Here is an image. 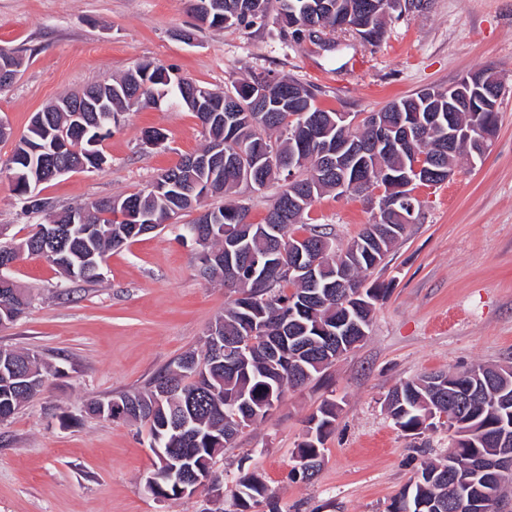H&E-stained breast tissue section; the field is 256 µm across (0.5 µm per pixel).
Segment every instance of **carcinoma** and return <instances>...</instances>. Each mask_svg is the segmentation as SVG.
Masks as SVG:
<instances>
[{
    "label": "carcinoma",
    "instance_id": "cac0c4a2",
    "mask_svg": "<svg viewBox=\"0 0 512 512\" xmlns=\"http://www.w3.org/2000/svg\"><path fill=\"white\" fill-rule=\"evenodd\" d=\"M194 19L211 28H249L266 24L272 0H189ZM322 0H279L276 20L291 29L297 40L308 36L305 24H317L324 30L345 31L349 25H371L368 33L380 39L387 15L397 0H332L337 10L320 13L314 5ZM239 101V110H207L205 105L226 97L202 87L172 67L146 63L119 78L93 84L84 96L101 100L96 112L83 113L87 131L69 141L70 153L62 158L74 164L86 162L90 172L103 169L106 156L99 148L87 153L86 141L95 136L104 140L121 124L123 112L133 105L160 107L176 104L187 108L199 119L208 136V144L196 157H207L211 166L193 167L191 157L182 158L158 179L168 184L162 192L150 188L126 196L103 198L83 206L68 208L85 215L84 224H52V205L47 199L29 200L26 186L48 181L49 162L45 148L52 133L73 124L72 112H45L44 124L30 120L27 134L20 137L4 169L19 175L14 192L23 210L41 213L45 220L23 240L12 244L19 256H40L56 266L63 277L75 275L93 283L101 276L102 261L120 248L116 236L127 228L118 215L125 205L133 204L156 230L180 211L195 209L197 217L183 225V236L204 234L206 254L224 257V244L238 243L239 251L258 257L260 265L281 259L288 261V244L296 242L293 226L303 214L336 185L361 186L382 190L378 214L342 252L336 251L332 232L315 225L307 231V240L324 250L325 266L319 273L320 288H310L300 277L269 275L268 281L254 287L252 265L214 263L204 268L208 277H220L235 286L238 297L215 318L223 323L224 334L243 335L253 342L254 350L233 370L224 360L211 355L209 341L196 353L187 352L177 359L175 368L157 373L148 386L108 400L87 404V412L106 419L123 418L148 427L153 448H179L186 465L195 473L213 468L214 459L235 435L224 426L237 421L251 423L264 419V408L280 402L286 391L304 386L331 366L320 351L327 345L325 330L337 332L335 339L345 340L348 332L361 328L363 341L370 327L376 302L387 289L379 284L365 285V273L379 266L392 246L405 233L403 224L391 209L392 188L404 178L414 156L439 157L454 163L465 152L476 157L472 143L464 140L448 145V119L463 128L471 121L469 112L448 113V101L430 100L421 91L373 113L372 120L355 127L345 123L336 112L317 104L316 95L293 79L261 72L231 84ZM416 130L412 142H382L373 155L351 157L327 177L315 178L318 156L315 145L336 147V142L377 140V127L396 125L398 121ZM283 180L264 222H248V207L226 204L202 205L199 194L188 189L191 181L209 185L207 195L237 192L242 185L254 192L265 189L274 180ZM356 260L350 266V287H329L336 283V269L350 254ZM30 305L21 289L0 292V317L18 320ZM289 332L299 335L308 346L301 354L283 350L273 360L263 352L265 337L279 335L283 323ZM60 370L51 369L37 354L0 347V422L10 418L28 402L42 394L50 378ZM389 416L403 432L420 435L432 423L428 418L449 410L457 416L462 436L453 461L427 463L421 475L392 500L387 512H473L471 501L484 500L498 505L503 482L490 470L491 460L502 452L494 437L505 436L512 450V367L472 366L463 371H438L401 382L387 396ZM338 405L326 400L308 418L307 438L297 446L298 453L309 458L311 471L301 478L312 480L323 460L325 439L335 427ZM188 420L193 430L176 433L162 430L172 418ZM268 488L254 473L238 477L233 493L236 512H250L253 506L268 501Z\"/></svg>",
    "mask_w": 512,
    "mask_h": 512
}]
</instances>
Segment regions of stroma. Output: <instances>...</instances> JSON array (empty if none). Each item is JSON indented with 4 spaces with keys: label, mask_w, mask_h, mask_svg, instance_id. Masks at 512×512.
<instances>
[{
    "label": "stroma",
    "mask_w": 512,
    "mask_h": 512,
    "mask_svg": "<svg viewBox=\"0 0 512 512\" xmlns=\"http://www.w3.org/2000/svg\"><path fill=\"white\" fill-rule=\"evenodd\" d=\"M421 2L387 18L382 40L370 45L352 33L330 44L297 41L273 18L216 31L197 26L188 0H0V47L22 60L0 90V118L13 131L0 141V164L35 112L143 62L216 91L253 73L289 77L314 88L322 108L362 117L486 67L506 87L484 158L458 161L447 181L419 187L417 223L367 272L368 282L387 288L367 338L321 379L287 391L216 459L224 497L205 487L171 500L147 494V428L84 411L87 401L143 389L181 354L201 349L207 327L234 299L223 281L203 275L200 248L179 237L193 213L108 254L95 283L67 281L39 256L21 260L12 277L30 305L0 326V347L38 353L60 374L0 422V512H235L231 491L244 470L273 493L260 512H386L423 462L446 455V427L407 435L385 400L428 372L512 366V0ZM184 30L192 41L181 39ZM148 130L161 133L158 145L144 144ZM205 142L185 107L133 108L101 144L106 170L70 172L39 191L59 210L127 195ZM375 214L364 197L329 193L294 232L329 225L341 250ZM41 221L22 211L0 173V243L26 237ZM327 400L340 410L322 468L311 481L292 477L307 419Z\"/></svg>",
    "instance_id": "obj_1"
}]
</instances>
